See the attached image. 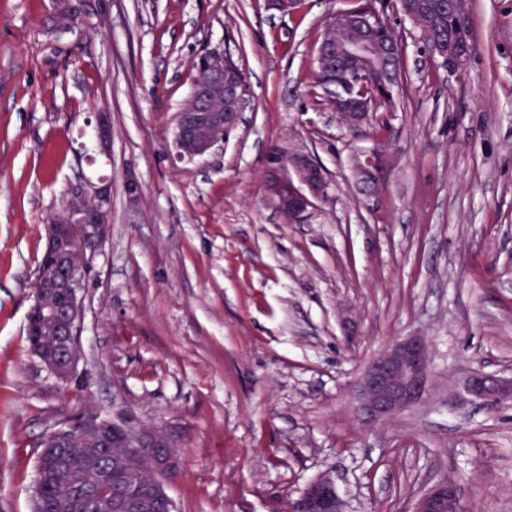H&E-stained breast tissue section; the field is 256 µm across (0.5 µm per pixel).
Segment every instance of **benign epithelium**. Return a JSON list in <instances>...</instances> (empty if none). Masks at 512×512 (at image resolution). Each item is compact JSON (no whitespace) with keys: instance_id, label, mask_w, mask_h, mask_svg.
Segmentation results:
<instances>
[{"instance_id":"obj_1","label":"benign epithelium","mask_w":512,"mask_h":512,"mask_svg":"<svg viewBox=\"0 0 512 512\" xmlns=\"http://www.w3.org/2000/svg\"><path fill=\"white\" fill-rule=\"evenodd\" d=\"M377 20L374 10L347 18L344 26L354 32L341 46L330 39L321 41L318 64L338 62L336 74L329 82L332 103L347 104L349 92L358 80L355 61L373 49L367 37L360 35ZM193 81L188 111L173 132L175 156L179 160L201 157L235 131L246 104L243 85L235 72L225 67L224 54L208 52ZM95 135L99 152L110 154L112 124L105 112L95 113ZM327 174L314 155L307 150L277 154L268 161L266 190L270 201L290 220L304 218L308 211L327 196ZM112 202V185L107 180L90 184L77 192V202L56 222L45 225L46 251L55 258L47 281L36 291L34 306L51 319L54 336L42 353L51 354L45 368L57 375H75L81 358L78 330L84 318L81 294L96 252L108 239V213ZM430 355L426 339L408 335L392 341L372 358L359 381L355 400L357 413L369 420H383L423 401L430 387ZM465 386L468 394L481 404L494 408L512 400V381L496 374L475 371ZM106 424L94 415L82 426V438L74 442L62 434L56 454L78 449L85 459L96 461L112 457L115 449L105 431ZM122 448L149 451L155 479L146 484L131 465L127 478L139 491L134 495L106 493V472L90 473L83 489L99 512H147L154 499L166 492L165 484L179 471L182 456L168 434L161 428L129 429ZM285 512H344L336 482L328 475L310 481L297 497L288 500ZM413 512H465L461 485L440 480L426 488L415 500Z\"/></svg>"}]
</instances>
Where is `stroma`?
Masks as SVG:
<instances>
[{
    "instance_id": "obj_1",
    "label": "stroma",
    "mask_w": 512,
    "mask_h": 512,
    "mask_svg": "<svg viewBox=\"0 0 512 512\" xmlns=\"http://www.w3.org/2000/svg\"><path fill=\"white\" fill-rule=\"evenodd\" d=\"M72 3L100 35L55 28L57 0H0V512H32L42 438L89 414L174 436L177 512H282L324 472L348 512H412L446 477L467 512H512V402L464 388L477 370L512 379V0H467L475 51L452 73L391 14L408 84L378 135L344 126L315 84L325 19L350 0L289 15L266 0ZM210 51L232 54L251 100L223 145L180 161L174 118ZM294 146L330 180L299 223L265 191L268 156ZM378 148L368 194L353 159ZM93 176L112 182V231L64 382L31 354L27 315L44 226ZM413 333L431 342L427 397L362 421L364 366ZM94 128L99 152L109 155L112 146V124L106 112L95 113Z\"/></svg>"
}]
</instances>
